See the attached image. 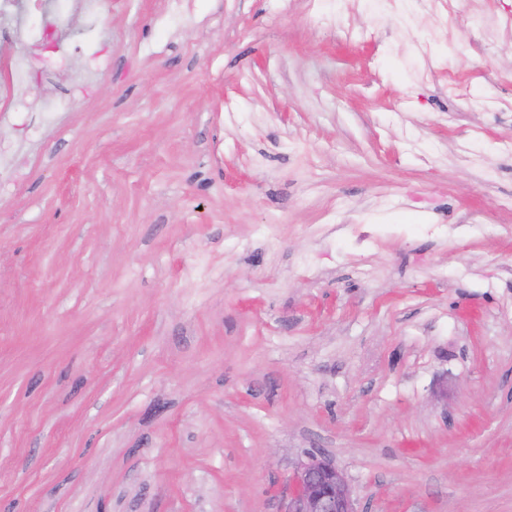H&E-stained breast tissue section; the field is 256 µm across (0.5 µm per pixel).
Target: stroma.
I'll return each instance as SVG.
<instances>
[{
    "label": "stroma",
    "mask_w": 512,
    "mask_h": 512,
    "mask_svg": "<svg viewBox=\"0 0 512 512\" xmlns=\"http://www.w3.org/2000/svg\"><path fill=\"white\" fill-rule=\"evenodd\" d=\"M62 5L0 125V512H282L311 453L512 512V0Z\"/></svg>",
    "instance_id": "stroma-1"
}]
</instances>
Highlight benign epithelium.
Listing matches in <instances>:
<instances>
[{
	"mask_svg": "<svg viewBox=\"0 0 512 512\" xmlns=\"http://www.w3.org/2000/svg\"><path fill=\"white\" fill-rule=\"evenodd\" d=\"M284 512H355L345 474L330 460L308 455L289 480Z\"/></svg>",
	"mask_w": 512,
	"mask_h": 512,
	"instance_id": "benign-epithelium-1",
	"label": "benign epithelium"
}]
</instances>
